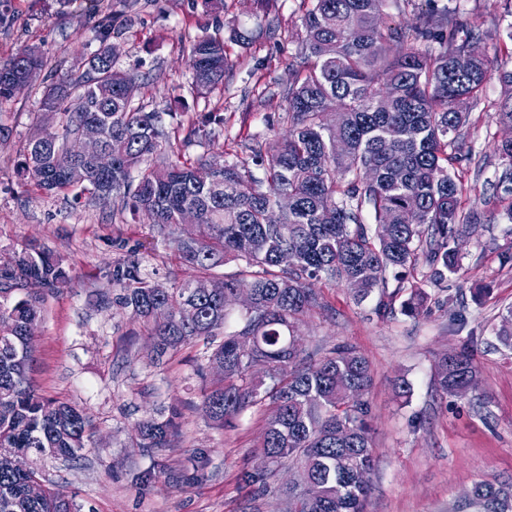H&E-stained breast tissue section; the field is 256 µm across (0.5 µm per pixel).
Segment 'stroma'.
<instances>
[{"mask_svg":"<svg viewBox=\"0 0 512 512\" xmlns=\"http://www.w3.org/2000/svg\"><path fill=\"white\" fill-rule=\"evenodd\" d=\"M460 18L478 13L479 49L493 62L481 99L469 105L459 139L465 157L460 201L484 216L459 238V271L443 285L425 268L409 280L429 295L418 316L381 320L374 299L357 302L346 288L316 282L322 305L298 330L306 351L350 345L371 364L374 384L365 400L373 468L365 512H452L481 480H512V351L494 346L491 328L512 307V222L492 197L502 172L495 147L512 135L503 110L512 93L499 73L512 70V0H457ZM304 12L302 0H0V62L37 46L47 63L39 76L0 103V258L28 242L60 256L72 280L46 300L29 376L41 394L83 408L94 434L73 462L45 463L47 484L62 489L82 512H288L290 464L265 466L261 443L268 412L253 408L215 425L199 410L219 384L203 342L156 358L149 326L115 301L113 265L137 257L142 277L165 285L195 279L172 242L132 208L95 203L84 187L49 196L17 174L27 141L56 129L42 106L46 84L77 75L99 46L103 14L112 16L114 67L136 75L134 101L159 113L176 158L207 156L242 162L263 176L250 148L290 126L282 97L295 48L288 38ZM220 33L233 67L223 93L204 95L191 85L183 44ZM224 117L219 135L190 133L196 117ZM488 286L474 299V285ZM473 351L476 389L460 399L438 385L436 362L450 351ZM406 380L407 398L394 385ZM174 419L168 447H147L141 423ZM259 474L262 485L247 482Z\"/></svg>","mask_w":512,"mask_h":512,"instance_id":"35a3bbf8","label":"stroma"}]
</instances>
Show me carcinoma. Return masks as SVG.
Listing matches in <instances>:
<instances>
[{"instance_id": "carcinoma-1", "label": "carcinoma", "mask_w": 512, "mask_h": 512, "mask_svg": "<svg viewBox=\"0 0 512 512\" xmlns=\"http://www.w3.org/2000/svg\"><path fill=\"white\" fill-rule=\"evenodd\" d=\"M308 2L291 35L299 62L285 87L291 125L255 154L266 164V178L244 164L218 170L199 156L182 163L162 158L132 184V172L163 154L169 138L157 113L123 95L120 83L136 78L106 61L105 36L77 78L44 87V105L59 115V129L26 143L21 173L56 194L87 183L98 200L115 205L132 191L134 206L174 244L179 259L215 284L198 295L189 281L167 287L142 279L135 260L113 267L112 287L122 290L123 307L139 310L151 325L156 356L200 339L211 346L210 361L224 363V384L206 393L200 407L212 421L270 406L262 448L271 464L291 462L299 471L291 512H364L372 465L362 401L372 384L369 363L351 346L320 356L293 346L291 336L321 306L314 281L332 279L358 301L377 294L374 313L385 320L423 308L426 293L408 280L418 265L437 285L457 273L456 241L481 215L461 208L458 138L467 114L456 101L480 98L491 61L477 60L468 74L452 68L480 28L477 15L457 19L455 6L405 27L382 21L385 0ZM184 51L195 87L224 85L233 66L224 38L205 33ZM44 66L38 48L1 63L0 101L13 97L16 80ZM88 122L100 126V149L117 156L105 175L72 145ZM496 152L503 166L498 187L512 222V141L499 143ZM285 194L291 208L274 222L270 214ZM187 209L197 217L190 241L178 234ZM283 253L292 265L281 264ZM227 257L244 268L230 277L213 275ZM70 281L63 259L35 244L0 261V454L22 452L33 461L25 470H0V512H81L58 489L31 492L43 481L42 461H74L92 438L78 406L44 397L27 375L36 345L27 325L42 321L47 296ZM236 291L250 293L254 304L242 327L228 333L224 298ZM492 333L512 349V308ZM254 357L268 361L272 385L249 375ZM477 372L466 350L444 354L437 365L440 387L458 398L475 389ZM173 433L171 419L141 428L150 448L164 447ZM470 494L468 512H512L511 481L482 480Z\"/></svg>"}]
</instances>
